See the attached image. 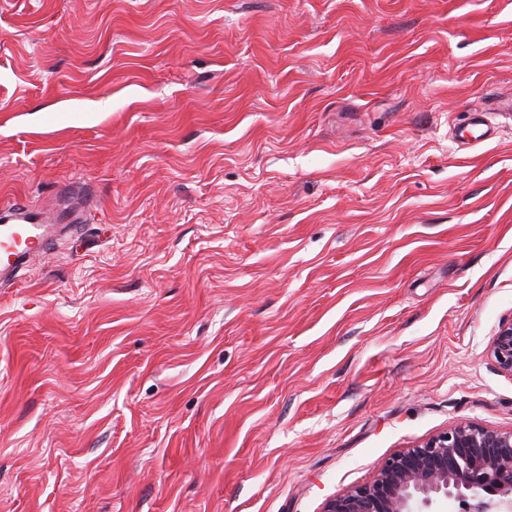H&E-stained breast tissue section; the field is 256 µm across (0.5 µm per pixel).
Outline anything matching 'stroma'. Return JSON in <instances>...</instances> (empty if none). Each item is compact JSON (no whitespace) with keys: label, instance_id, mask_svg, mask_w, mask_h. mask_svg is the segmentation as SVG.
<instances>
[{"label":"stroma","instance_id":"35a3bbf8","mask_svg":"<svg viewBox=\"0 0 512 512\" xmlns=\"http://www.w3.org/2000/svg\"><path fill=\"white\" fill-rule=\"evenodd\" d=\"M510 95L512 0H0V197H97L0 286V512H321L511 430ZM488 357L500 373L512 377V320L499 326L489 344Z\"/></svg>","mask_w":512,"mask_h":512}]
</instances>
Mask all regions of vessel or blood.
Here are the masks:
<instances>
[{
  "label": "vessel or blood",
  "mask_w": 512,
  "mask_h": 512,
  "mask_svg": "<svg viewBox=\"0 0 512 512\" xmlns=\"http://www.w3.org/2000/svg\"><path fill=\"white\" fill-rule=\"evenodd\" d=\"M54 214L21 199L0 209V275H17L49 248V230L56 224Z\"/></svg>",
  "instance_id": "b4317fda"
}]
</instances>
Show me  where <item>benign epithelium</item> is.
I'll list each match as a JSON object with an SVG mask.
<instances>
[{
	"mask_svg": "<svg viewBox=\"0 0 512 512\" xmlns=\"http://www.w3.org/2000/svg\"><path fill=\"white\" fill-rule=\"evenodd\" d=\"M501 373L512 377V321L488 348ZM451 496L488 512L512 504V431L463 422L387 458L373 478L328 499L321 512H423Z\"/></svg>",
	"mask_w": 512,
	"mask_h": 512,
	"instance_id": "benign-epithelium-1",
	"label": "benign epithelium"
}]
</instances>
